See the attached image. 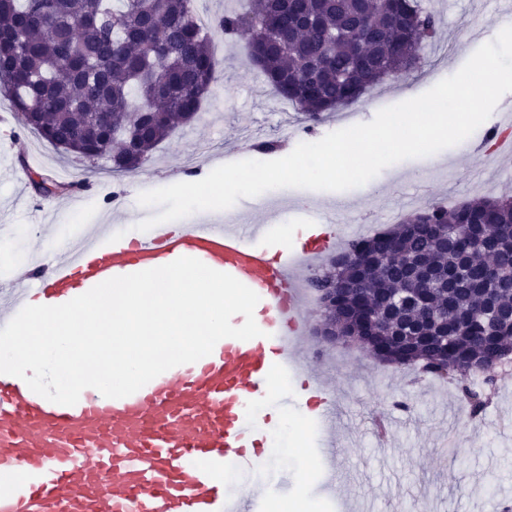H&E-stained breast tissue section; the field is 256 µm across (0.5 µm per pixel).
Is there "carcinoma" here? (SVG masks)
I'll return each instance as SVG.
<instances>
[{
    "mask_svg": "<svg viewBox=\"0 0 512 512\" xmlns=\"http://www.w3.org/2000/svg\"><path fill=\"white\" fill-rule=\"evenodd\" d=\"M211 28L249 35L251 63L272 92L317 125L409 61L440 20L424 0H245ZM216 60L195 0H0L3 96L25 127L112 171L141 168L151 151L192 122L212 95ZM401 244L404 258L388 255ZM364 261L310 278L364 284L340 296L332 317L375 358L452 378L471 416L489 381L468 372L479 356L512 351V196L453 208L429 205L391 228L350 241ZM436 272L424 301L406 296L411 270ZM385 318V334L371 329Z\"/></svg>",
    "mask_w": 512,
    "mask_h": 512,
    "instance_id": "cac0c4a2",
    "label": "carcinoma"
}]
</instances>
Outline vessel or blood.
I'll list each match as a JSON object with an SVG mask.
<instances>
[{
    "label": "vessel or blood",
    "instance_id": "vessel-or-blood-1",
    "mask_svg": "<svg viewBox=\"0 0 512 512\" xmlns=\"http://www.w3.org/2000/svg\"><path fill=\"white\" fill-rule=\"evenodd\" d=\"M254 209L262 220L204 214L133 238L89 235L0 295L1 329L24 306L61 305L107 279L192 257L258 294L262 331L222 339L123 398L88 388L61 405L0 374V512H265V492L241 476L266 460L258 435L268 407L290 404L319 423L318 454L335 479L336 409L303 346L304 273L335 248V227L312 225L301 244L279 246L280 209L264 201ZM287 375L303 393L278 385Z\"/></svg>",
    "mask_w": 512,
    "mask_h": 512
}]
</instances>
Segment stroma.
<instances>
[{"label": "stroma", "mask_w": 512, "mask_h": 512, "mask_svg": "<svg viewBox=\"0 0 512 512\" xmlns=\"http://www.w3.org/2000/svg\"><path fill=\"white\" fill-rule=\"evenodd\" d=\"M441 16L434 43L441 56L435 69L398 76L366 93L358 103L330 114L318 136L371 121L385 107L418 96L455 74L494 31L503 29L497 0H429ZM480 34H473L472 23ZM247 37L225 42L215 36L218 62L212 96L191 124L162 142L146 166L115 176L100 159L83 162L55 149L34 131L23 128L7 100L0 98V290L20 287L18 270L34 262L49 264L69 235L109 221L133 233L137 223L156 215L139 205L141 192L178 183L190 170L255 159L250 150H235L239 137L277 140L296 147L308 136L297 113L278 99L257 70L247 66ZM500 118L492 112L483 128L463 142L423 158L400 161L365 185L339 192L353 205L337 215L338 236L374 234L390 227L392 213L416 206L421 188L454 205L483 195L512 193V164L484 167L485 131ZM40 174L78 190L60 196L40 195L33 180ZM270 202L287 204L280 221L310 224L321 212L327 191L283 188L265 192ZM307 362L323 371L335 394L344 425L339 430V467L350 479L346 490L327 495L322 471L311 453L314 428L299 410L288 409L289 432L272 437V469L256 472L269 503L286 502L305 512H498L512 503V366L496 382L492 403L470 417L455 385L417 375L413 368L378 360L357 345L328 344L307 335ZM458 452L451 458L445 441Z\"/></svg>", "instance_id": "stroma-1"}]
</instances>
